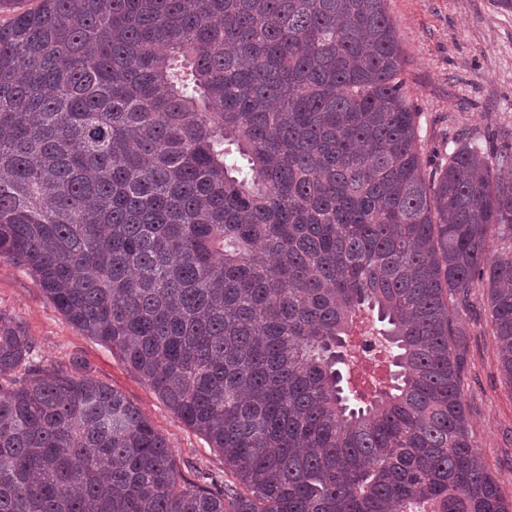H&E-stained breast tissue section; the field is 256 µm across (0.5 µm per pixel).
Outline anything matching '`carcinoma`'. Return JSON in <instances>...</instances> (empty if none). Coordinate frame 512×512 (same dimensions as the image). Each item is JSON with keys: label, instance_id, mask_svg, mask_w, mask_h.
Listing matches in <instances>:
<instances>
[{"label": "carcinoma", "instance_id": "1", "mask_svg": "<svg viewBox=\"0 0 512 512\" xmlns=\"http://www.w3.org/2000/svg\"><path fill=\"white\" fill-rule=\"evenodd\" d=\"M385 0H40L0 25V260L224 457L0 311V512H512L465 410L512 384V151L429 176ZM502 252L488 259L492 241ZM369 332L389 383L349 388ZM484 288L472 291L458 324L467 336L463 399L477 449L497 472L505 497H512V387L506 383L487 315Z\"/></svg>", "mask_w": 512, "mask_h": 512}]
</instances>
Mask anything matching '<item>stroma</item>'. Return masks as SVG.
<instances>
[{"instance_id": "35a3bbf8", "label": "stroma", "mask_w": 512, "mask_h": 512, "mask_svg": "<svg viewBox=\"0 0 512 512\" xmlns=\"http://www.w3.org/2000/svg\"><path fill=\"white\" fill-rule=\"evenodd\" d=\"M403 59L405 95L419 114L424 171H434L457 134L483 148L512 146V10L494 0H386ZM0 310L19 320L42 362L90 375L133 403L171 446L184 480L221 472L224 458L180 420L140 375L77 329L23 267L0 260ZM466 334L463 399L479 451L512 497V385L498 359L483 289L459 314Z\"/></svg>"}]
</instances>
